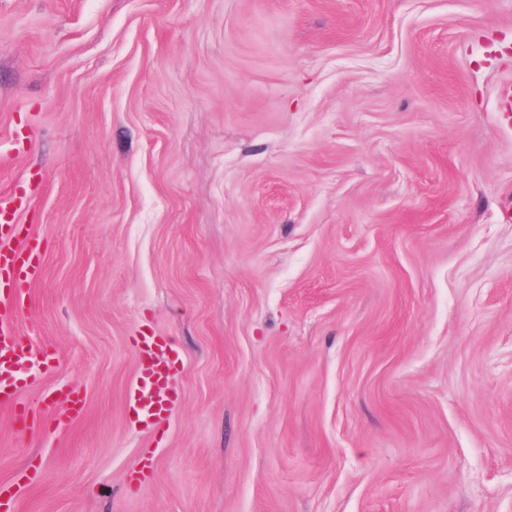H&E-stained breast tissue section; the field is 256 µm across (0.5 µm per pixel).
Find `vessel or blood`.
<instances>
[{
	"instance_id": "vessel-or-blood-1",
	"label": "vessel or blood",
	"mask_w": 512,
	"mask_h": 512,
	"mask_svg": "<svg viewBox=\"0 0 512 512\" xmlns=\"http://www.w3.org/2000/svg\"><path fill=\"white\" fill-rule=\"evenodd\" d=\"M13 197L0 196V308H16L19 295L15 289L18 281H33L41 275V258L31 245L27 229L13 223ZM142 350L151 360L142 388L136 389L132 398L139 408L149 415L159 416L165 410L159 395L166 386V360L169 352L154 338L142 341ZM30 351L18 346L13 338L12 323L0 318V404L17 407L16 392L23 379L20 371L29 360Z\"/></svg>"
}]
</instances>
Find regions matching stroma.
I'll return each instance as SVG.
<instances>
[{
    "label": "stroma",
    "mask_w": 512,
    "mask_h": 512,
    "mask_svg": "<svg viewBox=\"0 0 512 512\" xmlns=\"http://www.w3.org/2000/svg\"><path fill=\"white\" fill-rule=\"evenodd\" d=\"M0 189L14 512H512V0H0ZM15 195L1 193L0 213V306L2 312L16 308L19 295L11 285L18 281H34L41 275V258L30 244L29 233L22 224H13L12 201ZM12 216V219L8 218ZM12 323L9 319L0 318V404L10 406L19 415L24 409H19L16 392L24 384L20 376L23 365L29 361L30 350L18 346L12 338ZM142 350L148 356L152 363L145 373L143 385L130 394V398L147 412L150 416H161L166 407L157 399L166 386V358L169 357V351L166 347L154 338H144L142 340ZM149 386L148 396L144 389Z\"/></svg>",
    "instance_id": "stroma-1"
}]
</instances>
